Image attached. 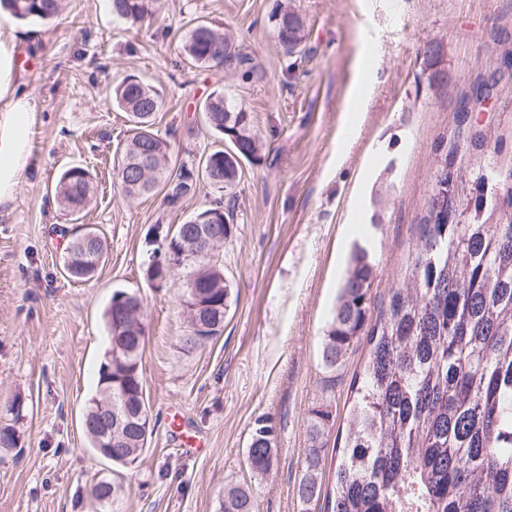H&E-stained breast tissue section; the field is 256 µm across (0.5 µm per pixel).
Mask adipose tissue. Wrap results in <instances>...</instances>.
<instances>
[{
    "instance_id": "1",
    "label": "adipose tissue",
    "mask_w": 512,
    "mask_h": 512,
    "mask_svg": "<svg viewBox=\"0 0 512 512\" xmlns=\"http://www.w3.org/2000/svg\"><path fill=\"white\" fill-rule=\"evenodd\" d=\"M20 33L0 27V208L13 203L23 173L34 166L31 128L38 110L17 62Z\"/></svg>"
}]
</instances>
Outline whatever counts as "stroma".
<instances>
[{
    "label": "stroma",
    "instance_id": "35a3bbf8",
    "mask_svg": "<svg viewBox=\"0 0 512 512\" xmlns=\"http://www.w3.org/2000/svg\"><path fill=\"white\" fill-rule=\"evenodd\" d=\"M280 0H163L135 26L111 0H66L51 21L18 22L19 65L38 99L26 171L11 213H0V427L17 447L0 448V512H102L92 495L119 477L116 512H217L229 482L252 487L259 512H320L297 494L311 410L332 416L333 444L349 410L348 383L364 350L348 354L332 390L320 338L354 243L376 263L371 311L405 274L430 207L441 158L471 188L488 168L512 171V0H293L304 41L286 54L269 17ZM231 29L255 71L244 81L197 68L179 36L194 19ZM439 42L441 53L424 49ZM134 74L164 97L155 128L174 165L216 148L200 104L214 90L241 103L266 145L243 162L232 190L200 185L168 205L163 191L126 197L113 155L130 134L107 86ZM80 165L94 191L79 218L54 199L60 173ZM224 198L234 207L224 242L231 288L224 331L187 349L186 272L159 288L142 261L155 226L184 223ZM102 231L108 253L98 276L74 282L62 257L76 223ZM139 293L147 329L143 381L157 419L139 467L114 473L82 430L85 404L108 346L104 312L114 291ZM21 397L24 416L5 408ZM179 412L173 433L166 416ZM275 432L271 471L246 463L257 419ZM196 440L179 446L180 436Z\"/></svg>",
    "mask_w": 512,
    "mask_h": 512
}]
</instances>
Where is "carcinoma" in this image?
I'll return each mask as SVG.
<instances>
[{
  "label": "carcinoma",
  "mask_w": 512,
  "mask_h": 512,
  "mask_svg": "<svg viewBox=\"0 0 512 512\" xmlns=\"http://www.w3.org/2000/svg\"><path fill=\"white\" fill-rule=\"evenodd\" d=\"M17 20L45 21L63 9L62 0H0ZM161 0H112V13L131 25L154 19ZM273 34L285 52L302 43L304 26L297 13L279 5L269 17ZM183 52L199 67L222 68L234 59L233 73L253 77L248 59L223 28L195 23L183 40ZM112 104L128 113L132 133L116 150L114 167L122 192L141 196L160 187L168 204L176 205L196 193L204 182L218 190L237 182L241 164L224 158L227 150L205 155V170L217 175L194 177L195 168L170 167L171 143L154 130L163 107L157 88L127 75L106 88ZM200 112L205 125L226 140L243 160L261 159L263 143L253 129L250 113L241 104L212 92ZM145 155L151 175L143 186L130 187L124 167ZM92 176L71 166L60 176L55 201L72 215L81 213L92 192ZM483 196L463 204L452 197H434L414 245L404 278L389 289L388 304L371 314L375 265L368 250L353 246L321 342V363L336 372L351 351L366 347V357L353 372L349 390L352 407L345 431L336 437V468L331 487L323 488L326 448L323 442L330 412L323 405L311 411V441L302 463L298 496L304 503L322 499L324 512H512V192L496 202L499 220L480 222ZM469 215L470 222L457 221ZM194 217L219 225L221 239L231 232L224 201L217 199ZM93 255L78 257L76 241L63 256L69 278H94L107 249L105 236L95 227ZM190 238L176 226L158 247L160 255L187 269L184 305L195 296L207 303L213 330L202 337L181 338L192 349L218 336L224 328L230 288L224 282L220 254L201 260L189 255ZM143 299L129 294L122 312L107 310L110 346L98 370L97 387L112 388V399L127 398L137 409L143 392L142 354L146 329L133 314ZM101 398L88 399L83 419L86 434L97 430L103 411ZM141 435L127 432L112 449V464L138 468L145 448ZM274 430L267 421L255 423L247 463L255 474L268 473L274 463ZM119 483L101 479L92 494L101 504L116 505ZM219 512H257L250 487L224 490Z\"/></svg>",
  "instance_id": "obj_1"
}]
</instances>
